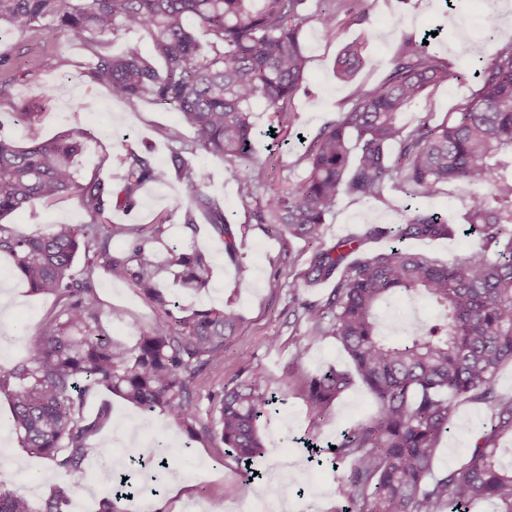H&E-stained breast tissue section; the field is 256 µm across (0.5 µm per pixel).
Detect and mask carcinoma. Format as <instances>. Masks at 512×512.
Returning a JSON list of instances; mask_svg holds the SVG:
<instances>
[{
  "label": "carcinoma",
  "instance_id": "carcinoma-1",
  "mask_svg": "<svg viewBox=\"0 0 512 512\" xmlns=\"http://www.w3.org/2000/svg\"><path fill=\"white\" fill-rule=\"evenodd\" d=\"M0 0V27L25 34L42 27L68 33L92 53L86 79L112 98L136 107L143 100L178 112L182 127L165 136L182 144L174 158L182 197L189 204L185 228L196 229L194 210L208 218L211 232L236 252V238L221 205L208 196L207 171L181 156L204 152L232 164L250 158L259 131L252 104L265 101L276 115L293 114L309 57L301 33L311 19L334 35L339 15L366 0ZM206 32L199 40L191 24ZM496 25L469 48L479 88L448 119H419L410 128L398 114L414 105L431 85L448 80V62L409 36L378 83L356 81L368 65L365 44L353 41L336 57V77L350 85L349 107L322 126L300 157L305 176L289 188L266 186L260 167L240 180L245 223L261 224L274 237L287 235L313 250L305 282L332 280L322 303L291 294L295 322L305 323L310 340L332 337L347 353L354 372L334 366L307 378L305 401L323 415L360 379L372 393L376 411L342 435L336 458L350 461L344 494L349 509L337 512H460L481 501H498L512 512V463L500 461L501 442L512 437V396L496 389L503 366L512 362V43L485 57V42ZM142 31L153 42L164 67L156 68L137 51L116 56L112 39ZM27 131L21 145L0 136V255L31 293L54 296L25 358L0 367V392L12 401L9 426L18 447L70 474L89 454L102 456L90 439L112 424L110 405L88 402L101 390L123 396L143 411H161L187 433L182 448L155 441L149 456L169 469L197 440L219 441L248 477L249 462L266 448L260 421L275 403L259 378L230 380L197 396L196 381L224 364L226 344L235 336L239 315L229 305L171 318L159 290L163 274L181 287H209L204 256L166 248L168 217L152 224H115L112 209L134 204L141 188L164 178L151 159L136 150L119 157L122 184L93 176L80 181L76 162L84 132L71 130L43 141L34 113H12ZM356 143H351V134ZM356 155H351V146ZM398 146L397 153L392 147ZM449 182L472 194L465 222L479 234V245L460 259L434 260L412 252L407 240L454 238L459 225L437 213L406 207L394 227L366 224L358 232L323 244L326 217L343 194L368 205L400 183L410 197H430ZM265 193L257 195L258 188ZM74 197L90 216L87 224H54L45 234L23 235L2 223L39 202L52 205ZM124 248L112 250V239ZM387 239V249L366 253L371 241ZM80 273L73 272L78 256ZM106 273L155 300L167 317L161 326L140 330L126 345L101 327L102 302L96 275ZM419 294L442 308V321L407 322L394 339L377 330L376 309L389 297ZM484 404L489 424L476 438L467 461L457 469L434 471L436 450L448 433L453 406L448 396ZM71 490L54 487L40 512H68ZM0 512H35L29 499L0 488Z\"/></svg>",
  "mask_w": 512,
  "mask_h": 512
}]
</instances>
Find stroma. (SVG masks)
I'll return each instance as SVG.
<instances>
[{"instance_id":"35a3bbf8","label":"stroma","mask_w":512,"mask_h":512,"mask_svg":"<svg viewBox=\"0 0 512 512\" xmlns=\"http://www.w3.org/2000/svg\"><path fill=\"white\" fill-rule=\"evenodd\" d=\"M454 2L455 9L449 10L443 0H367L364 20L355 22L341 16L340 28L333 36L317 21L304 25L302 41L310 62L303 89L295 100V125L290 130L281 129V144H272L266 137L275 118L267 104L258 100L253 104V119L260 135L250 159L230 165L223 158L201 152L191 157L194 164L210 173L207 192L219 201L236 234L238 250L233 258L225 253L223 242L211 235L204 214L196 216L197 233L183 229L187 203L180 195L172 160L175 146L165 137L166 129L180 121L177 112L150 101L132 110L113 99L106 89L88 83L84 72L92 54L86 45L64 32L44 29L0 37L10 46L14 60V80L7 94L0 96V135L25 142V131L10 117L20 105L36 113V129L42 138L82 129L85 148L78 158L80 179L97 175L116 186L122 176L116 156L130 148L153 146L152 158L164 171V179L146 185L131 210H113V222L150 224L159 214H167V244L197 247L209 263L210 287L206 292L181 298L173 278L163 282L161 289L166 298L180 300L178 316L228 303L240 316L223 367L198 380L199 394L207 395L235 377L254 373L262 377L269 390L286 395L285 403L261 427L267 451L253 461L260 479L246 480L235 459L225 455L223 445L196 442L177 466L145 472L141 494L121 501L119 512H211L212 503L224 499L233 502L235 512H276L273 498L265 496L264 491L282 483L287 486L288 512H336L344 503L348 464L335 467L326 460L319 464L309 461L303 440L313 437L324 446L335 442L341 430L369 419L375 411L374 399L357 382L327 415L309 413L304 401L308 375L331 366L347 367L348 358L336 339L326 338L307 344L304 363L294 365V352L304 342L305 327L295 324L288 300L293 292L311 301L321 299L332 285L324 282L309 286L300 280L309 258L303 242L271 237L258 224L245 225L238 180L255 165L263 169L266 182L273 185L288 187L304 177L305 168L299 161L304 151L300 137H313L348 108L349 89L337 80L333 70L336 55L346 42L356 38L366 42L371 62L358 79L371 85L385 76L395 49L408 35L420 38L434 34V47L453 73L469 69L468 44L484 35L488 20H495L498 40L487 43V53H494L497 43L512 40V9L498 10V0ZM477 89L473 81L460 84L448 80L429 88L409 111L400 114L399 120L405 126L423 117L430 123H441L455 105L471 98ZM408 201L407 194L394 186L387 189L385 201L373 207L342 195L335 212L326 220L324 241L332 243L363 224L396 223L401 218L400 207ZM470 202L466 187L459 183L445 185L435 196L420 199V209L446 214L449 223L460 225L461 230L449 240L410 242V249L442 261L467 254L479 242L478 234L461 224ZM88 220L77 200L69 198L52 206L34 204L11 215L8 222L17 231L32 234L48 232L55 224H84ZM97 289L104 303L101 323L113 338L135 344L141 328L161 318L156 305L128 283L103 276ZM0 294L7 297L0 311L9 319L8 339L0 343V363L10 366L24 357L37 339L54 298L30 294L2 258ZM111 405L112 424L92 438V445L112 449L135 444L144 448L165 436L174 447H182L185 434L165 414L142 412L116 396ZM8 414L9 399L0 393V487L26 490L38 510L48 495L46 485L54 469L45 459L16 448L6 422ZM490 416L487 406L458 402L450 431L439 446L436 470L456 469L465 463L473 440ZM103 466L102 459L93 455L81 471L70 474L68 484L74 492L76 512H98L99 502L109 490L98 479Z\"/></svg>"}]
</instances>
